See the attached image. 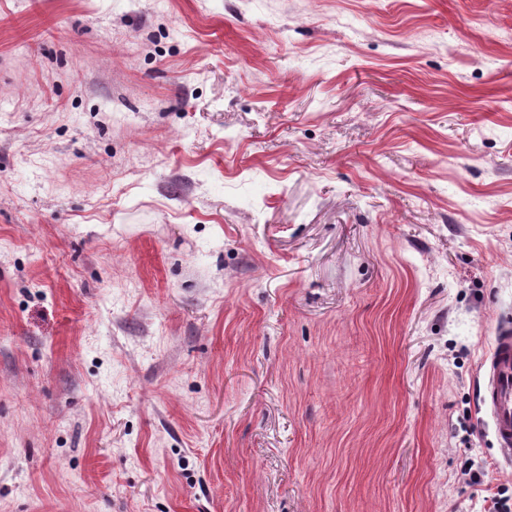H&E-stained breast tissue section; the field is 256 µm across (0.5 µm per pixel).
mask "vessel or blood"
Instances as JSON below:
<instances>
[{"label":"vessel or blood","instance_id":"obj_1","mask_svg":"<svg viewBox=\"0 0 512 512\" xmlns=\"http://www.w3.org/2000/svg\"><path fill=\"white\" fill-rule=\"evenodd\" d=\"M480 399L491 416L493 434L504 459L512 461V322L497 323L484 357Z\"/></svg>","mask_w":512,"mask_h":512}]
</instances>
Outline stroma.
<instances>
[{
  "label": "stroma",
  "mask_w": 512,
  "mask_h": 512,
  "mask_svg": "<svg viewBox=\"0 0 512 512\" xmlns=\"http://www.w3.org/2000/svg\"><path fill=\"white\" fill-rule=\"evenodd\" d=\"M512 0H0V512H493Z\"/></svg>",
  "instance_id": "35a3bbf8"
}]
</instances>
